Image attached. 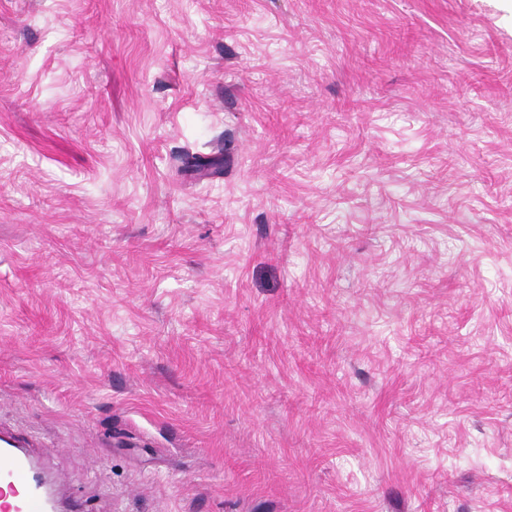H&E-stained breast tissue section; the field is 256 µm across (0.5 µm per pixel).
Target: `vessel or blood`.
Segmentation results:
<instances>
[{
    "mask_svg": "<svg viewBox=\"0 0 512 512\" xmlns=\"http://www.w3.org/2000/svg\"><path fill=\"white\" fill-rule=\"evenodd\" d=\"M29 446L19 435L0 432V512H84L61 497L63 476L50 468L47 455Z\"/></svg>",
    "mask_w": 512,
    "mask_h": 512,
    "instance_id": "b4317fda",
    "label": "vessel or blood"
}]
</instances>
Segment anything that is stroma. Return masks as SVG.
I'll list each match as a JSON object with an SVG mask.
<instances>
[{"mask_svg":"<svg viewBox=\"0 0 512 512\" xmlns=\"http://www.w3.org/2000/svg\"><path fill=\"white\" fill-rule=\"evenodd\" d=\"M0 428L91 512H512V0H0Z\"/></svg>","mask_w":512,"mask_h":512,"instance_id":"35a3bbf8","label":"stroma"}]
</instances>
